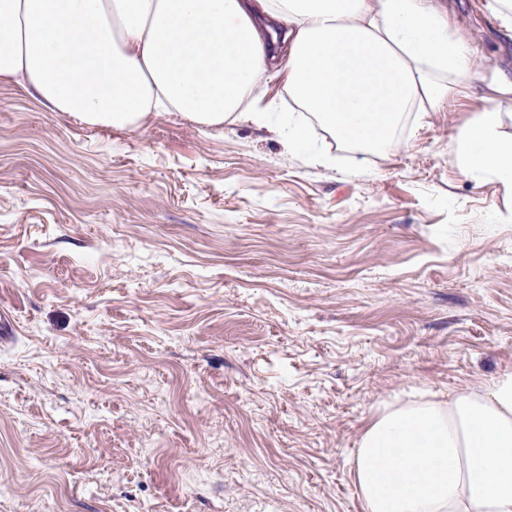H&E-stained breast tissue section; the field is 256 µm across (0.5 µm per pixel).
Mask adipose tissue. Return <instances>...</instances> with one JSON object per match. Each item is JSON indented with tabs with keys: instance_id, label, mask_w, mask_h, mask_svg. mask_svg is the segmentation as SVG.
<instances>
[{
	"instance_id": "adipose-tissue-1",
	"label": "adipose tissue",
	"mask_w": 512,
	"mask_h": 512,
	"mask_svg": "<svg viewBox=\"0 0 512 512\" xmlns=\"http://www.w3.org/2000/svg\"><path fill=\"white\" fill-rule=\"evenodd\" d=\"M439 0H0V82L49 111L136 129L178 112L204 129H270L256 92L296 104L288 155L331 166V145L399 149L413 112L480 76L483 107L448 143L457 171L512 199V72H476ZM364 512H512V371L380 401L350 459ZM268 103H272V108L276 112H288V108L292 106V101L288 98V91L282 83L271 84L262 91L261 106Z\"/></svg>"
}]
</instances>
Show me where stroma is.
I'll return each mask as SVG.
<instances>
[{
    "mask_svg": "<svg viewBox=\"0 0 512 512\" xmlns=\"http://www.w3.org/2000/svg\"><path fill=\"white\" fill-rule=\"evenodd\" d=\"M487 0H448L512 66ZM459 98L327 168L245 123L82 125L0 84V512H363L372 407L512 370V223Z\"/></svg>",
    "mask_w": 512,
    "mask_h": 512,
    "instance_id": "obj_1",
    "label": "stroma"
}]
</instances>
